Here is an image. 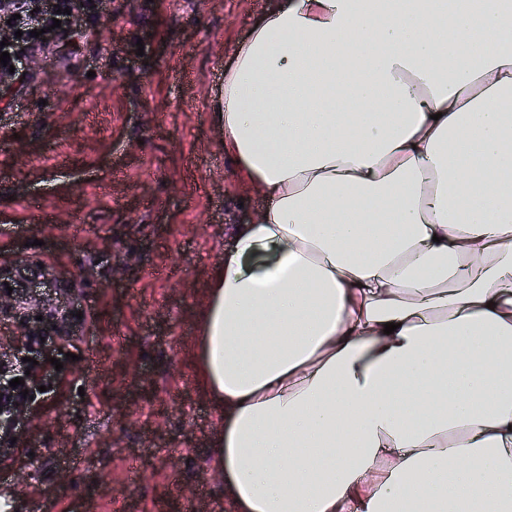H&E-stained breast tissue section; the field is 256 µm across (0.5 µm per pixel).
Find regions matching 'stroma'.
<instances>
[{
	"label": "stroma",
	"mask_w": 512,
	"mask_h": 512,
	"mask_svg": "<svg viewBox=\"0 0 512 512\" xmlns=\"http://www.w3.org/2000/svg\"><path fill=\"white\" fill-rule=\"evenodd\" d=\"M269 0H88L36 81L0 100V262L75 281L65 379L23 416L10 512H228L224 418L192 363L241 185L213 114Z\"/></svg>",
	"instance_id": "stroma-1"
}]
</instances>
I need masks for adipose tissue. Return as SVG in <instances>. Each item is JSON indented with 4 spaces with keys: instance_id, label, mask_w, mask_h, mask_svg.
I'll return each mask as SVG.
<instances>
[{
    "instance_id": "ef3b65f1",
    "label": "adipose tissue",
    "mask_w": 512,
    "mask_h": 512,
    "mask_svg": "<svg viewBox=\"0 0 512 512\" xmlns=\"http://www.w3.org/2000/svg\"><path fill=\"white\" fill-rule=\"evenodd\" d=\"M218 111L268 199L192 352L234 512H512V9L270 0Z\"/></svg>"
}]
</instances>
